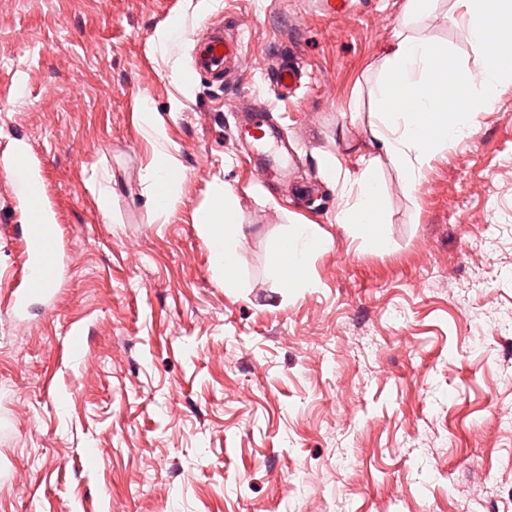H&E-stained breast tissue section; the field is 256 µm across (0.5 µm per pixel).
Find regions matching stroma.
Here are the masks:
<instances>
[{
    "mask_svg": "<svg viewBox=\"0 0 512 512\" xmlns=\"http://www.w3.org/2000/svg\"><path fill=\"white\" fill-rule=\"evenodd\" d=\"M404 2L329 17L322 0H0V512H512V86L416 187L381 159L385 247L337 222L345 176L376 153L370 91ZM451 6L411 29L473 61ZM178 16L188 34L162 52L153 35ZM217 21L243 43L230 85L192 70ZM288 42L309 75L283 100L262 70ZM142 102L183 168L165 224ZM238 104L271 111L298 153L249 163ZM19 142L66 256L54 309L21 327ZM222 187L243 225L236 294L196 222ZM293 224L332 239L316 287L269 272Z\"/></svg>",
    "mask_w": 512,
    "mask_h": 512,
    "instance_id": "stroma-1",
    "label": "stroma"
}]
</instances>
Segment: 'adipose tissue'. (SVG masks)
<instances>
[{"label": "adipose tissue", "mask_w": 512, "mask_h": 512, "mask_svg": "<svg viewBox=\"0 0 512 512\" xmlns=\"http://www.w3.org/2000/svg\"><path fill=\"white\" fill-rule=\"evenodd\" d=\"M449 19L474 47L472 65L452 63L446 42L400 32L386 50L372 90L371 139L412 187L437 154L466 138L475 109L493 103L499 89L512 84V45L497 38L503 22L512 20V0H454ZM140 122L154 147V161L145 173L152 210L165 220L180 199L181 163L170 146L164 121L145 108ZM377 164V158L366 160L351 183L355 200L344 203L337 219L357 236L382 247L389 218ZM198 226L225 288L232 292L243 288L238 268L242 226L235 195L226 188L217 191L201 212ZM330 245L316 225H293L290 234L274 246V276L286 288L313 287L310 259Z\"/></svg>", "instance_id": "1"}]
</instances>
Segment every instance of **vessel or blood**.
Returning a JSON list of instances; mask_svg holds the SVG:
<instances>
[{
	"label": "vessel or blood",
	"instance_id": "vessel-or-blood-1",
	"mask_svg": "<svg viewBox=\"0 0 512 512\" xmlns=\"http://www.w3.org/2000/svg\"><path fill=\"white\" fill-rule=\"evenodd\" d=\"M242 49L243 45L235 35L226 33L223 27H214L196 49L193 69L208 74L217 83H224L236 71ZM303 77V67L292 52L281 55L268 73L271 84L284 91L300 84ZM237 129L243 137L272 143L276 150L284 152L288 149L270 116L243 113L237 118ZM20 195L27 211L37 214L45 209V191L39 178L25 175L20 184ZM18 232L23 238V261L10 291V306L20 315L31 302L54 300L64 257L60 225L26 224L20 226Z\"/></svg>",
	"mask_w": 512,
	"mask_h": 512
}]
</instances>
